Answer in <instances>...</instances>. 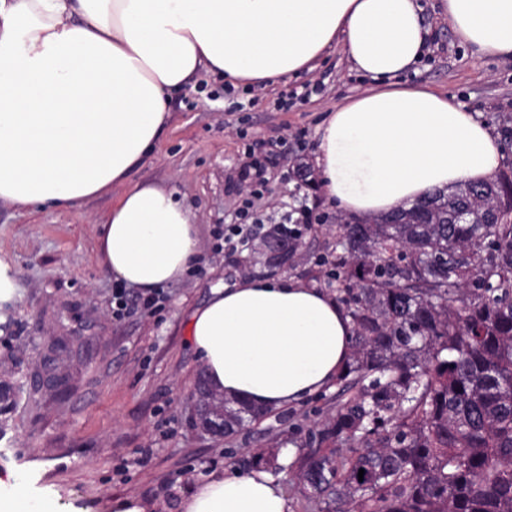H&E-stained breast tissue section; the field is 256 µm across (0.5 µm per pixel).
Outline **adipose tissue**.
I'll return each mask as SVG.
<instances>
[{
	"mask_svg": "<svg viewBox=\"0 0 512 512\" xmlns=\"http://www.w3.org/2000/svg\"><path fill=\"white\" fill-rule=\"evenodd\" d=\"M475 57L512 59V0H437ZM419 0H0V202L71 210L123 192L98 248L117 281L152 291L181 279L199 229L173 192L133 184L171 102L194 78L233 86L313 71L342 45L370 87L320 128L327 200L366 223L436 189L491 180L503 156L454 98L391 82L426 54ZM188 333L209 386L267 411L331 387L354 328L335 296L287 275L211 289ZM181 512H288L280 478L230 469L196 484Z\"/></svg>",
	"mask_w": 512,
	"mask_h": 512,
	"instance_id": "1",
	"label": "adipose tissue"
}]
</instances>
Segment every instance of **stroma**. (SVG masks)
<instances>
[{"label": "stroma", "mask_w": 512, "mask_h": 512, "mask_svg": "<svg viewBox=\"0 0 512 512\" xmlns=\"http://www.w3.org/2000/svg\"><path fill=\"white\" fill-rule=\"evenodd\" d=\"M420 2L433 39L399 84L448 92L504 139L512 133V61L475 58L438 16L435 0ZM370 84L334 48L315 71L285 83L228 92L203 74L175 98L158 153L131 179L175 190L196 216L200 246L187 276L166 286L149 311L112 315L117 282L98 254L112 195L66 211L0 203V259L18 284L15 301L0 312V369L20 387L14 408L0 416V476L13 472L52 496L57 512H113V500L129 497L152 512H176L181 491L203 476L237 464L249 470L273 455L290 512H314L295 475L312 432L332 411L330 393L271 412L233 436L210 435L193 419L201 364L187 318L211 288L268 276L262 234L238 249L213 248L216 231L238 223L248 198L267 225L306 208L321 216L284 271L335 290L323 259L343 214L322 190L300 184L297 166L315 164L327 113ZM287 94L291 106L278 108ZM254 158L271 164L266 183L249 190L238 172ZM62 336L67 350L44 363Z\"/></svg>", "instance_id": "35a3bbf8"}]
</instances>
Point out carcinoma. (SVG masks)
<instances>
[{"instance_id":"obj_1","label":"carcinoma","mask_w":512,"mask_h":512,"mask_svg":"<svg viewBox=\"0 0 512 512\" xmlns=\"http://www.w3.org/2000/svg\"><path fill=\"white\" fill-rule=\"evenodd\" d=\"M302 236L266 234L294 249L265 264ZM329 256L354 344L301 461L306 496L319 512H512V175L346 221ZM198 403L226 437L265 417L209 388Z\"/></svg>"}]
</instances>
